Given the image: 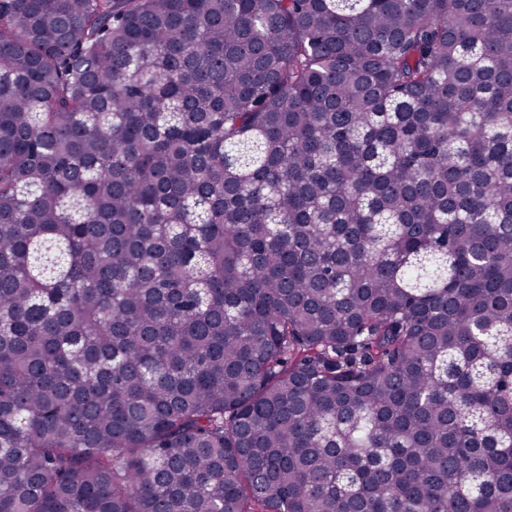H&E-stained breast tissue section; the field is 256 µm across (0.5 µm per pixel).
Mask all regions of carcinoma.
Instances as JSON below:
<instances>
[{
  "label": "carcinoma",
  "instance_id": "cac0c4a2",
  "mask_svg": "<svg viewBox=\"0 0 512 512\" xmlns=\"http://www.w3.org/2000/svg\"><path fill=\"white\" fill-rule=\"evenodd\" d=\"M0 512H512V0H0Z\"/></svg>",
  "mask_w": 512,
  "mask_h": 512
}]
</instances>
